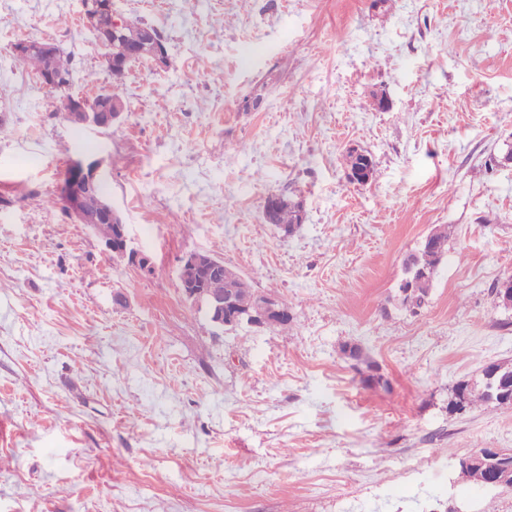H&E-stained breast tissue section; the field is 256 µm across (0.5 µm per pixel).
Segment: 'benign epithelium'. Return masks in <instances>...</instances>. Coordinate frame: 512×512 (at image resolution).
<instances>
[{"instance_id": "7a95c632", "label": "benign epithelium", "mask_w": 512, "mask_h": 512, "mask_svg": "<svg viewBox=\"0 0 512 512\" xmlns=\"http://www.w3.org/2000/svg\"><path fill=\"white\" fill-rule=\"evenodd\" d=\"M82 15L87 26L94 32L95 37L104 49L101 62L107 70L120 61L135 60L144 53V50H135L125 42L121 32V20L114 17L112 0H81ZM103 14L112 15V26L101 29L96 25V19ZM149 56L156 66L165 68L169 64L167 50L156 37L149 40ZM119 106L107 105L101 107L96 102L81 98L79 100L64 101L63 112L72 123L82 127H95L108 129L112 122L121 114ZM101 162L97 159L87 160L76 158L69 162L63 179L59 183L56 196L59 205L75 223L95 226L106 220L115 227L112 240L104 243L105 250L113 259L125 261L144 274L153 271L154 266L150 256L131 247L127 225L121 215L112 207L108 199L99 200L97 209L88 208L89 194L103 183L98 174ZM183 262L192 263L209 275H219L224 272V262L209 258L202 253H190L183 258ZM185 298L192 304L203 309L208 319L217 327L248 325L262 326L264 321H271L279 315L288 314L281 303L273 297L263 296V301L254 315L242 314L236 311L231 300L210 295L206 289L196 284H181ZM498 305L505 309H512V276L503 278L498 285ZM502 457L505 462L496 465L488 475L485 486L499 487L512 484V462L507 461L508 455L497 448H483L465 461V464H484V457L490 455Z\"/></svg>"}]
</instances>
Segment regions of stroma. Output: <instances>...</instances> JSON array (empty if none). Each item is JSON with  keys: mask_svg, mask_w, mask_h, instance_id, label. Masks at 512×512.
Returning a JSON list of instances; mask_svg holds the SVG:
<instances>
[{"mask_svg": "<svg viewBox=\"0 0 512 512\" xmlns=\"http://www.w3.org/2000/svg\"><path fill=\"white\" fill-rule=\"evenodd\" d=\"M113 3L169 65L132 63L122 123L98 130L10 51L55 43L74 94L110 88L80 0H0V512H512V487L457 467L512 449V404L448 412L512 363V0ZM77 155L104 158L152 274L43 206ZM271 193L303 205L291 235L264 221ZM442 225L410 310L403 261ZM190 252L291 323L213 326L181 292ZM349 149L354 150L356 153H359V154L363 155V157H364L363 163H362L361 156H358V155L355 156L352 153H350L349 151L347 152L345 159H346L348 168L350 169V171H354V172H352V176H350L349 178L354 183L365 185L369 182L367 173H368L369 167L372 163L371 158L367 154L359 151L357 148H355L353 146L350 147ZM361 163H362V166H361ZM449 235L448 226L435 229L431 233L429 243L422 244L405 259L404 269L408 264L424 269V273L412 278L409 282L411 288H417L418 292L411 297L406 305L408 308L418 309L425 304L437 267L448 251ZM411 288L404 294H410ZM477 402L498 405L505 403L492 401L490 399L483 377L479 389H476V386H471L469 383H460L457 385L448 400V412L450 414L460 413Z\"/></svg>", "mask_w": 512, "mask_h": 512, "instance_id": "35a3bbf8", "label": "stroma"}]
</instances>
